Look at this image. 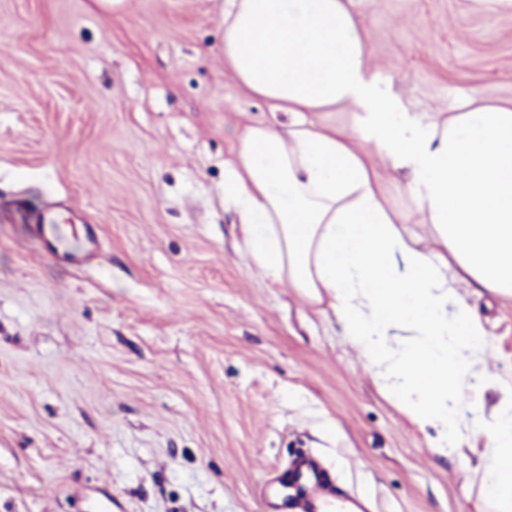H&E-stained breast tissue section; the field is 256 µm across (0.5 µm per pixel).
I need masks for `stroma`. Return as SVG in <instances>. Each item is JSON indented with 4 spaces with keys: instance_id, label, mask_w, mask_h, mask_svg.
Here are the masks:
<instances>
[{
    "instance_id": "obj_1",
    "label": "stroma",
    "mask_w": 512,
    "mask_h": 512,
    "mask_svg": "<svg viewBox=\"0 0 512 512\" xmlns=\"http://www.w3.org/2000/svg\"><path fill=\"white\" fill-rule=\"evenodd\" d=\"M409 112L512 101V10L354 0ZM224 0H0V512H269L299 454L367 512H489L485 463L431 446L327 304L269 286L224 209L244 121ZM99 227L61 267L28 231ZM512 380V300L468 295Z\"/></svg>"
}]
</instances>
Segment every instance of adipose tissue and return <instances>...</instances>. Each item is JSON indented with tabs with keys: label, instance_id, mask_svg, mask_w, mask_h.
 <instances>
[{
	"label": "adipose tissue",
	"instance_id": "obj_1",
	"mask_svg": "<svg viewBox=\"0 0 512 512\" xmlns=\"http://www.w3.org/2000/svg\"><path fill=\"white\" fill-rule=\"evenodd\" d=\"M224 68L287 121L244 124L224 206L263 278L328 297L345 336L440 450L481 439L483 495L512 512V385L481 367L486 329L459 286L512 297V103L448 116L400 111L379 88L352 0H224ZM348 122L323 128L327 110ZM399 176L432 247L389 204ZM501 389L491 416L474 399Z\"/></svg>",
	"mask_w": 512,
	"mask_h": 512
}]
</instances>
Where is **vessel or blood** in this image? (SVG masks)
I'll list each match as a JSON object with an SVG mask.
<instances>
[{"label": "vessel or blood", "mask_w": 512, "mask_h": 512, "mask_svg": "<svg viewBox=\"0 0 512 512\" xmlns=\"http://www.w3.org/2000/svg\"><path fill=\"white\" fill-rule=\"evenodd\" d=\"M32 235L41 250L73 268L85 265L86 256L97 245L98 227L94 224L75 226L49 222L32 227ZM289 480H301L298 496L284 498L277 512H353L355 501L332 492L321 460L314 456L302 458L288 467Z\"/></svg>", "instance_id": "obj_1"}]
</instances>
